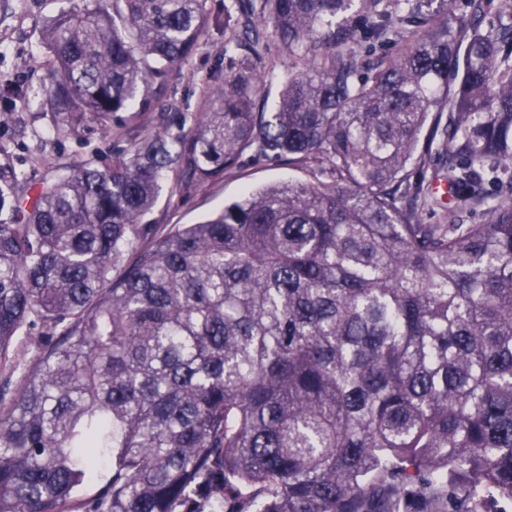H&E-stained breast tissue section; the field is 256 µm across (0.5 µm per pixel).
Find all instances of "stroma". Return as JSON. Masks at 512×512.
<instances>
[{"mask_svg":"<svg viewBox=\"0 0 512 512\" xmlns=\"http://www.w3.org/2000/svg\"><path fill=\"white\" fill-rule=\"evenodd\" d=\"M73 2L0 0V113L13 115L0 126V153L8 157L15 178L34 187L56 170L88 160L98 164L111 161L135 137L157 128L189 130L217 77L230 74L239 64L237 56L224 52V41L231 35L222 23L224 0H207L206 8L215 22L203 44L173 73L166 87L151 95L148 106L137 104L117 113L110 134L92 124L71 134L61 132L57 114L43 103L48 52L42 43V29L50 17L72 7ZM259 50L269 74L267 103L272 106L283 80L296 67L273 31H266ZM311 178L309 167L247 155L238 170L203 185L167 181L144 221L164 234L208 219L224 204L239 199L244 189Z\"/></svg>","mask_w":512,"mask_h":512,"instance_id":"35a3bbf8","label":"stroma"}]
</instances>
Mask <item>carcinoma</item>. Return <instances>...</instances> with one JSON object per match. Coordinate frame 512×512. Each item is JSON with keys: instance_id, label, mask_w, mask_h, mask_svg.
<instances>
[{"instance_id": "1", "label": "carcinoma", "mask_w": 512, "mask_h": 512, "mask_svg": "<svg viewBox=\"0 0 512 512\" xmlns=\"http://www.w3.org/2000/svg\"><path fill=\"white\" fill-rule=\"evenodd\" d=\"M369 25L358 31L355 9ZM226 0L270 22L302 71L259 106L258 51L186 133L149 132L38 189L0 163V512H478L512 501V0ZM423 34L374 72L355 45L389 19ZM206 0H81L46 21L47 104L108 131L201 45ZM452 103L451 111L445 104ZM329 177L244 190L158 234L164 181L224 177L243 156ZM448 161L482 224H425L409 168ZM148 240L128 256L140 240ZM43 329L40 325L28 326L17 338L14 345L15 362L19 369L14 373L0 370V385H8L10 389L18 388L21 380V371L32 360L37 350V342L30 336H42Z\"/></svg>"}]
</instances>
